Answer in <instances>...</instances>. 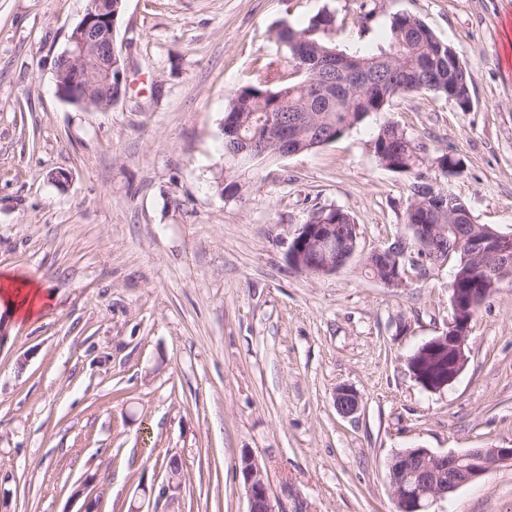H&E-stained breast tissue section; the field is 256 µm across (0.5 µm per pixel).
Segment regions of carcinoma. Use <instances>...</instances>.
<instances>
[{"label": "carcinoma", "mask_w": 512, "mask_h": 512, "mask_svg": "<svg viewBox=\"0 0 512 512\" xmlns=\"http://www.w3.org/2000/svg\"><path fill=\"white\" fill-rule=\"evenodd\" d=\"M335 20V13L324 10L310 18L300 30L287 25L279 28L275 34L278 49L294 59L295 66H301L302 58L332 49L325 33L335 24ZM352 56L374 68L372 80L376 91L358 86L351 93L335 98L331 104L310 114L306 123L290 131V135L295 137V147L300 150L308 152L317 148L321 134L336 139L370 113L384 111L396 98L394 73L399 68L405 70L406 77L412 82L427 81V91L446 97L448 88L457 86V99L469 97V74L456 72L450 46L414 15L404 13L393 17L389 41L378 52L370 55L354 52ZM262 68L264 79L235 90L225 109L224 118H235V130L224 131V157L227 163L224 194L228 196L238 193L241 188L239 177L246 173L232 154L235 145L241 144L243 138L250 141L262 138L266 124L279 114L307 108L309 88L319 87L315 74L306 70L294 81L286 79L282 72V57L278 53L266 58ZM422 150L423 146L404 130H395V125L391 123L380 126L375 139L380 164H391L398 172H411L423 163ZM310 219L338 224L354 223L351 214L339 208L315 212Z\"/></svg>", "instance_id": "carcinoma-1"}]
</instances>
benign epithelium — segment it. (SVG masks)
<instances>
[{
    "label": "benign epithelium",
    "instance_id": "benign-epithelium-1",
    "mask_svg": "<svg viewBox=\"0 0 512 512\" xmlns=\"http://www.w3.org/2000/svg\"><path fill=\"white\" fill-rule=\"evenodd\" d=\"M117 10L112 0H91L79 24L72 30L69 48L62 58L66 64L56 71L60 95L76 105L93 101L112 100V89L126 83L124 71L113 74L118 59L115 46ZM317 69L326 77L323 90L312 95L310 102L318 107L332 98V93H344L356 84L368 80L371 74L362 63L342 60L336 55L320 59ZM459 198L450 192L435 196L429 218L448 214L450 224H471L467 207L457 205ZM401 250L377 249L367 259L384 266L379 281L390 288L404 284L401 261L408 260L412 248L399 238ZM358 248L357 227H351L348 238L336 236L334 224H305L288 253L290 265L301 272L307 270L306 259L323 257L321 270L334 274L354 257ZM456 250L463 262L473 263L487 274L476 280L481 289L461 288L462 276L453 274L450 284L452 319L440 334L417 348L415 356L438 354L444 360L428 363L430 369L418 372V382L424 389L440 393L461 374L468 362L467 341L475 304L469 300L475 292L487 294L503 278L512 275V233H501L486 226L478 235L468 234L457 240ZM337 411L350 417L361 406V397L350 387L336 390ZM512 465L510 448H471L463 452L436 453L417 446L394 454L387 464V480L396 512H429L438 500L453 496L461 487L483 478L500 464ZM248 512H272L268 483L256 465L244 471Z\"/></svg>",
    "mask_w": 512,
    "mask_h": 512
}]
</instances>
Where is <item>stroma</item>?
<instances>
[{
    "label": "stroma",
    "mask_w": 512,
    "mask_h": 512,
    "mask_svg": "<svg viewBox=\"0 0 512 512\" xmlns=\"http://www.w3.org/2000/svg\"><path fill=\"white\" fill-rule=\"evenodd\" d=\"M88 0H0V275L50 294L0 316V512H247L250 451L273 512H393L403 448L512 445V276L477 312L440 393L406 365L452 317V263L389 288L365 259L403 235L410 174L378 161L391 122L460 158L447 189L512 233V0H124L127 93L86 110L56 63ZM330 8L337 48L368 54L409 13L465 65L471 105L419 92L336 141L275 158L220 195L224 111L276 53L274 30ZM63 173L55 182V173ZM341 208L355 256L316 277L288 262L309 217ZM362 399L341 416L337 388ZM181 488L157 500L170 458ZM433 512H512V466Z\"/></svg>",
    "instance_id": "35a3bbf8"
}]
</instances>
